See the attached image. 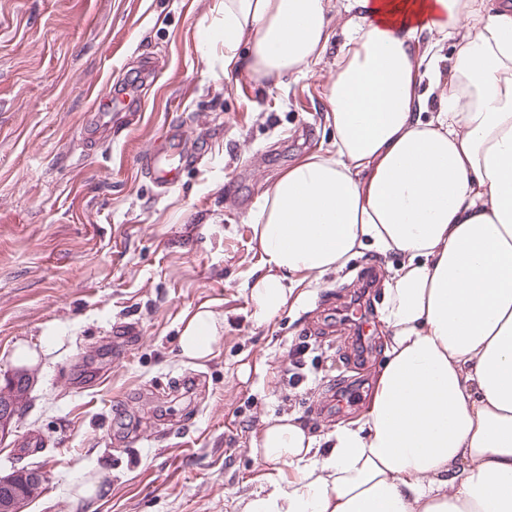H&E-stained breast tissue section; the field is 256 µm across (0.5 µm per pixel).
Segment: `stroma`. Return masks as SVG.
Wrapping results in <instances>:
<instances>
[{
	"label": "stroma",
	"instance_id": "35a3bbf8",
	"mask_svg": "<svg viewBox=\"0 0 512 512\" xmlns=\"http://www.w3.org/2000/svg\"><path fill=\"white\" fill-rule=\"evenodd\" d=\"M214 0H0V386L27 345L30 402L0 441V474L42 467L23 512H237L264 484L265 419L315 434L359 416L383 359L377 310L399 257L373 251L268 324L243 288L258 268L255 203L331 138L325 79L215 77L198 50ZM139 88L104 130L88 88ZM177 181L141 159L165 139ZM224 311L214 357L179 355L187 311ZM134 323V343L116 332ZM107 491V486L101 484L99 480H91L87 482H81L77 493L79 499L82 500L88 512H95L98 507V500Z\"/></svg>",
	"mask_w": 512,
	"mask_h": 512
}]
</instances>
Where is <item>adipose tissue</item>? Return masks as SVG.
Returning a JSON list of instances; mask_svg holds the SVG:
<instances>
[{"label": "adipose tissue", "instance_id": "obj_1", "mask_svg": "<svg viewBox=\"0 0 512 512\" xmlns=\"http://www.w3.org/2000/svg\"><path fill=\"white\" fill-rule=\"evenodd\" d=\"M337 32L332 146L259 198L245 289L262 325L396 253L384 358L358 418L322 436L264 421L266 484L238 512H512V0H215L200 48L279 85L316 74ZM223 329L198 307L181 356L210 359Z\"/></svg>", "mask_w": 512, "mask_h": 512}]
</instances>
